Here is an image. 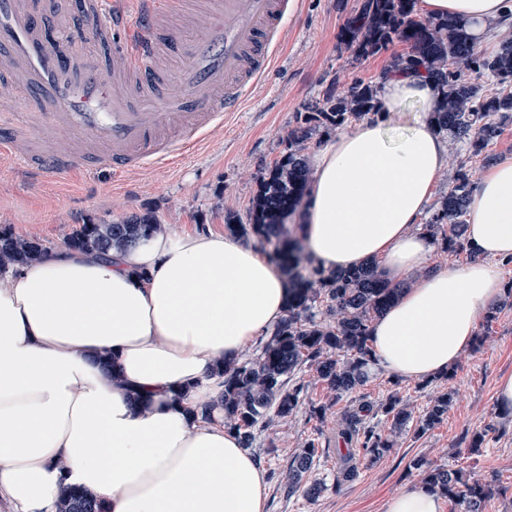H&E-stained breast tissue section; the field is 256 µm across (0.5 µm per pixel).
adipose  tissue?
Here are the masks:
<instances>
[{"instance_id":"1","label":"adipose tissue","mask_w":512,"mask_h":512,"mask_svg":"<svg viewBox=\"0 0 512 512\" xmlns=\"http://www.w3.org/2000/svg\"><path fill=\"white\" fill-rule=\"evenodd\" d=\"M419 8L454 17L480 46L492 26L512 27V0ZM380 100L387 112L415 105L410 123L364 121L325 138L290 221L324 268L372 260L401 285L371 325L372 357L426 381L450 370L507 293L498 262L512 258V157L471 190L475 260L433 268L436 243L413 226L448 160L432 121L437 90L414 71L387 70ZM287 300L288 281L263 252L226 234L155 233L106 259L51 251L1 274L0 498L14 512H59L63 488L76 486L104 512H267L266 474L215 405V365L275 328ZM386 512H441V495L419 483Z\"/></svg>"}]
</instances>
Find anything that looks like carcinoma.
Instances as JSON below:
<instances>
[{"label":"carcinoma","instance_id":"cac0c4a2","mask_svg":"<svg viewBox=\"0 0 512 512\" xmlns=\"http://www.w3.org/2000/svg\"><path fill=\"white\" fill-rule=\"evenodd\" d=\"M418 0H360L339 32L340 42L356 58L388 51L394 43L406 46L391 64L419 69L433 80L439 94L433 112L439 131L459 143L468 159L486 166L494 156L486 148L512 123V38L503 41L493 55L478 50L465 27L449 17L422 18ZM376 91L370 83L356 82L343 95L329 93L323 100L296 115V127L288 133L286 153L259 180V189L246 220L227 223V229L242 237L253 236L270 248V259L288 277L290 294L286 317L263 344L259 355L224 366V426L235 431L245 446L253 429L271 414L286 418L300 402V388L291 378L306 363L315 366L318 377L340 396L351 395L364 385L370 364L368 345L373 319L399 296L401 287L391 285L373 263L353 270L324 271L291 238L285 216L300 208L307 195L309 169L303 150L319 127L340 128L378 113ZM471 189V170L461 164L454 185L432 214L425 230L440 236L444 249L461 246L464 217ZM161 225L152 216H130L120 222L79 225L66 245L75 251H94L107 257L125 250ZM49 247L41 240L16 234L0 226V270L8 265L29 266L43 259ZM327 319H318L319 307ZM450 395L435 396L420 418L418 432L439 423L448 413ZM370 403L360 399L343 414L339 430L343 442L356 443L363 459L371 461L392 447L387 435L366 422ZM391 419V430H402L411 419L394 398L382 404ZM318 455L310 442L296 457L288 480L296 485ZM423 480L438 489L460 512H482L490 485L460 470L414 463ZM358 473L351 451L336 462V484L353 480ZM59 512H102L90 494L66 486Z\"/></svg>","mask_w":512,"mask_h":512}]
</instances>
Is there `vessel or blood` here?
<instances>
[{
	"mask_svg": "<svg viewBox=\"0 0 512 512\" xmlns=\"http://www.w3.org/2000/svg\"><path fill=\"white\" fill-rule=\"evenodd\" d=\"M135 10H128V3ZM299 0H0V98L22 144L0 155L35 180L107 164L163 167L242 111L284 44ZM209 27L197 32L195 16ZM71 33L55 44L54 30Z\"/></svg>",
	"mask_w": 512,
	"mask_h": 512,
	"instance_id": "1",
	"label": "vessel or blood"
}]
</instances>
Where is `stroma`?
<instances>
[{
  "label": "stroma",
  "mask_w": 512,
  "mask_h": 512,
  "mask_svg": "<svg viewBox=\"0 0 512 512\" xmlns=\"http://www.w3.org/2000/svg\"><path fill=\"white\" fill-rule=\"evenodd\" d=\"M288 19V38L275 66L251 94L244 112L214 132L199 151L170 169H140L115 175L102 164L87 172L34 181L7 158H0V225L16 234L64 249L70 234L87 221H118L152 214L173 234L225 229V217L245 216L258 178L284 152L296 115L331 90L347 91L356 80L377 82L392 52L355 60L337 34L359 0H300ZM478 342L465 349L449 379L417 382L371 367L359 395L381 407L395 394L415 420L433 397L451 390L447 416L426 433L409 423L394 448L373 462L358 463V475L337 484L336 459L345 453L336 433L350 397L337 396L304 364L293 382L302 389L293 415L268 417L253 433L250 452L268 479V512H386L387 500L420 482L413 466L459 469L492 486L483 512H512V411L497 405L496 383L512 373V305H502L493 322L479 321ZM479 451H471L475 434ZM319 448L301 484L288 488L285 475L308 443ZM316 494H309V487Z\"/></svg>",
  "instance_id": "obj_1"
}]
</instances>
